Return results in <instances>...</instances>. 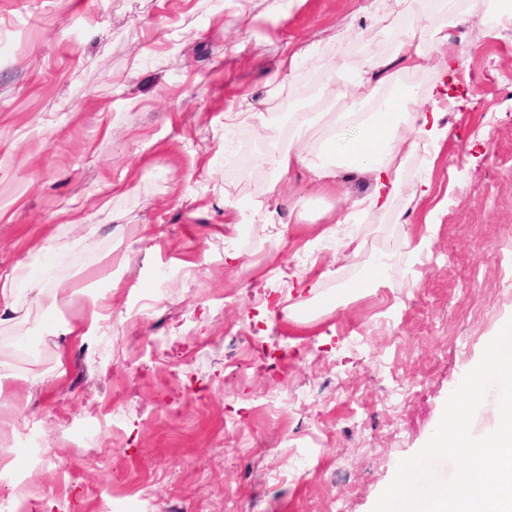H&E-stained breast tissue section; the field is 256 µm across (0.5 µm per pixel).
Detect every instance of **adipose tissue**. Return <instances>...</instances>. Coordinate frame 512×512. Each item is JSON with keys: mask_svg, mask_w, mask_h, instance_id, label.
Returning <instances> with one entry per match:
<instances>
[{"mask_svg": "<svg viewBox=\"0 0 512 512\" xmlns=\"http://www.w3.org/2000/svg\"><path fill=\"white\" fill-rule=\"evenodd\" d=\"M405 11L406 21L394 33L396 53L365 59L346 96L340 121L353 128L352 138L333 136L312 145L310 132L317 116L295 113L287 145L261 158L277 177L298 167L317 183L336 178L341 166L370 174L366 201L384 213L390 209L406 158L423 143L437 151L446 145L450 131L441 127L439 112L421 110L402 77L433 60L445 78H452L451 32L465 23L467 9L463 0H407Z\"/></svg>", "mask_w": 512, "mask_h": 512, "instance_id": "obj_1", "label": "adipose tissue"}]
</instances>
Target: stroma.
<instances>
[{"instance_id":"stroma-1","label":"stroma","mask_w":512,"mask_h":512,"mask_svg":"<svg viewBox=\"0 0 512 512\" xmlns=\"http://www.w3.org/2000/svg\"><path fill=\"white\" fill-rule=\"evenodd\" d=\"M369 2L0 0V273L67 288L49 310L22 286L0 321V460L24 469L34 443L56 458L28 480L35 512H371L512 319V39L483 11L440 104L448 146L409 157L389 212L361 204L364 173L254 176L261 140L344 88L338 65L394 51L398 8ZM245 104L262 120L226 125ZM426 174L427 223L409 209ZM254 206L275 223H247ZM384 255L385 286L342 298ZM95 293L104 319L64 336ZM138 335L166 338L165 359Z\"/></svg>"}]
</instances>
